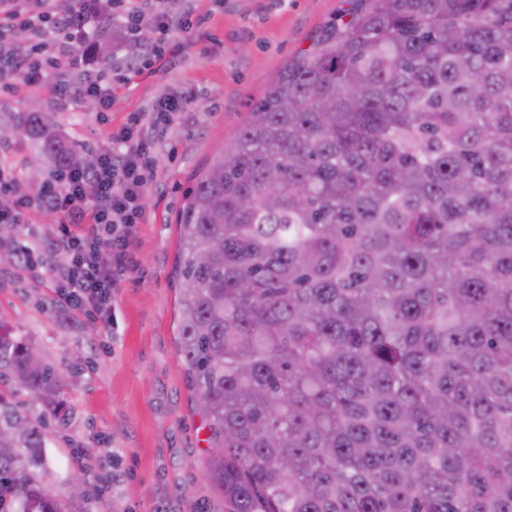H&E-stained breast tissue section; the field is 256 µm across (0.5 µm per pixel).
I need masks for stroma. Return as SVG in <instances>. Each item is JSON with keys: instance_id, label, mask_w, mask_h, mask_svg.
<instances>
[{"instance_id": "35a3bbf8", "label": "stroma", "mask_w": 512, "mask_h": 512, "mask_svg": "<svg viewBox=\"0 0 512 512\" xmlns=\"http://www.w3.org/2000/svg\"><path fill=\"white\" fill-rule=\"evenodd\" d=\"M203 18L185 36L183 56L164 74L116 88L107 118L48 87L0 92V111L55 116L70 146L90 149L133 112L175 91L190 109L161 128L147 217L136 228L137 268L112 301L109 327L64 317L48 277L24 273L0 242V324L37 347L61 375L58 408L32 401L12 378L0 399L44 427L48 461L41 484L70 512H229L206 483L211 453L205 422L184 373L178 331L180 255L176 214L183 193L250 118L276 75L352 8V0H196ZM88 452L79 496L75 449Z\"/></svg>"}]
</instances>
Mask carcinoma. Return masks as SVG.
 I'll return each mask as SVG.
<instances>
[{
	"label": "carcinoma",
	"instance_id": "obj_1",
	"mask_svg": "<svg viewBox=\"0 0 512 512\" xmlns=\"http://www.w3.org/2000/svg\"><path fill=\"white\" fill-rule=\"evenodd\" d=\"M53 171L84 163L38 111ZM183 367L230 512H512V0H361L185 196ZM60 374L0 330V377ZM0 402V512H69Z\"/></svg>",
	"mask_w": 512,
	"mask_h": 512
}]
</instances>
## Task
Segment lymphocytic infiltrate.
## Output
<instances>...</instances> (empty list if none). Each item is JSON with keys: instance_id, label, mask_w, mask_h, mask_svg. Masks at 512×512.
<instances>
[{"instance_id": "f902f5d3", "label": "lymphocytic infiltrate", "mask_w": 512, "mask_h": 512, "mask_svg": "<svg viewBox=\"0 0 512 512\" xmlns=\"http://www.w3.org/2000/svg\"><path fill=\"white\" fill-rule=\"evenodd\" d=\"M146 14L153 17V35L128 57L130 77L176 66L182 38L195 25L192 0L179 12L159 9L157 0H114L108 10L99 0H0V83L15 91L49 85L61 98H91L100 111H110L112 80L75 39L114 16L134 31ZM186 108L177 94L159 97L150 113H131L98 142L90 163L35 192L25 188L20 169L0 162V193L12 199L0 209V224L25 223L34 209L58 219L56 235L23 237L14 252L31 275L49 274L60 313L110 324L112 297L136 268L135 227L145 221V192L156 178L157 128Z\"/></svg>"}]
</instances>
